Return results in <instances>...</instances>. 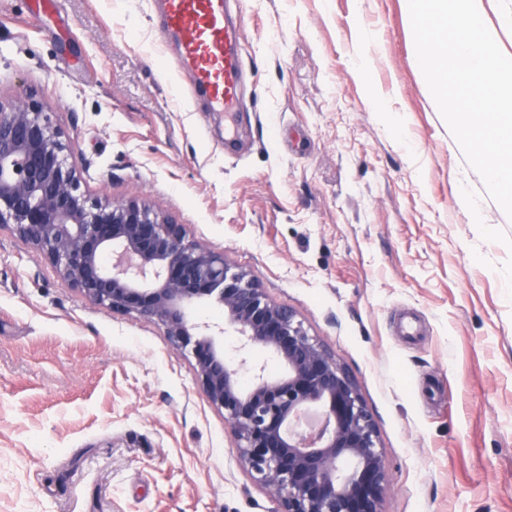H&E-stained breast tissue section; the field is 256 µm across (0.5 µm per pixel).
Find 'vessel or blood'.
Wrapping results in <instances>:
<instances>
[{
    "label": "vessel or blood",
    "mask_w": 512,
    "mask_h": 512,
    "mask_svg": "<svg viewBox=\"0 0 512 512\" xmlns=\"http://www.w3.org/2000/svg\"><path fill=\"white\" fill-rule=\"evenodd\" d=\"M159 32L177 38L181 69L191 73L209 112L232 114L243 91L242 17L231 0H160Z\"/></svg>",
    "instance_id": "obj_1"
}]
</instances>
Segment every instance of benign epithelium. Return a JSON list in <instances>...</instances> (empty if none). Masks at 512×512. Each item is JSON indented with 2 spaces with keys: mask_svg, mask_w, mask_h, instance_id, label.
<instances>
[{
  "mask_svg": "<svg viewBox=\"0 0 512 512\" xmlns=\"http://www.w3.org/2000/svg\"><path fill=\"white\" fill-rule=\"evenodd\" d=\"M75 152L33 92L0 99V227L39 250L65 287L159 325L171 346L190 350L202 392L275 512H382L384 456L346 367L248 271L183 225L143 202H104L82 189ZM200 301L218 306L224 322L196 321ZM229 330L238 337L231 353L217 343ZM256 347L285 373L255 363Z\"/></svg>",
  "mask_w": 512,
  "mask_h": 512,
  "instance_id": "obj_1",
  "label": "benign epithelium"
}]
</instances>
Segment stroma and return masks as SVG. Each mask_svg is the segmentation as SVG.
I'll return each instance as SVG.
<instances>
[{
  "label": "stroma",
  "instance_id": "obj_1",
  "mask_svg": "<svg viewBox=\"0 0 512 512\" xmlns=\"http://www.w3.org/2000/svg\"><path fill=\"white\" fill-rule=\"evenodd\" d=\"M512 56V0H481ZM224 147L154 0H0V97L32 90L83 189L249 270L352 373L382 512H512V220L417 65L405 0H234ZM189 352L0 230V512H274Z\"/></svg>",
  "mask_w": 512,
  "mask_h": 512
}]
</instances>
